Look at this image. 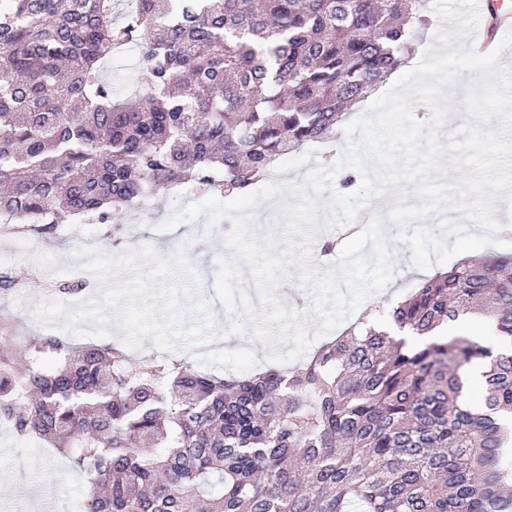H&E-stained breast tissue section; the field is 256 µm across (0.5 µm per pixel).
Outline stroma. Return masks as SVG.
I'll return each instance as SVG.
<instances>
[{"instance_id": "1", "label": "stroma", "mask_w": 512, "mask_h": 512, "mask_svg": "<svg viewBox=\"0 0 512 512\" xmlns=\"http://www.w3.org/2000/svg\"><path fill=\"white\" fill-rule=\"evenodd\" d=\"M347 143L344 128H337L330 144H315L302 149L276 168L271 181L288 187L301 185L308 170L322 162L324 152L341 155ZM211 189L200 185L183 192H164L146 198L128 212L117 231L115 253H123L149 245L169 257L184 251L189 267L198 278L199 293L207 301L211 320L207 341L190 346L176 340L173 347L161 350L152 340H144L134 358L178 359L196 368L219 374L249 373L270 367L272 345L251 336L226 337L228 316L216 298L214 283L221 259L230 257L225 238L232 229L231 219L210 223L208 216L180 222L175 229L161 230L176 207L197 203L211 196ZM112 231L107 224H85L69 214H60L55 230L42 237L0 230V273L9 274L20 285L19 291L0 290V318L8 320L15 335L34 336L47 333V326L34 317L33 309L40 299L53 297L52 283L73 277L82 278L85 287L80 303L95 299L100 291L98 280L81 269L79 251L100 248L101 239ZM408 245L396 246L395 275L383 290L373 292L366 306L390 305L393 298H406L423 271L414 268ZM85 490L80 472L73 469L67 455L50 448L36 437H17L7 425L0 424V512H41L48 504L51 512H81Z\"/></svg>"}]
</instances>
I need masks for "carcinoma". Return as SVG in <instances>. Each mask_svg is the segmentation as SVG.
Masks as SVG:
<instances>
[{
  "instance_id": "cac0c4a2",
  "label": "carcinoma",
  "mask_w": 512,
  "mask_h": 512,
  "mask_svg": "<svg viewBox=\"0 0 512 512\" xmlns=\"http://www.w3.org/2000/svg\"><path fill=\"white\" fill-rule=\"evenodd\" d=\"M0 0V213L102 222L150 195L228 194L325 140L411 50L424 0ZM139 45L121 98L103 67ZM357 320L297 369L219 375L0 329V421L89 475L82 512H512V353L442 327L490 314L512 340V254L467 260ZM483 362V407L467 373Z\"/></svg>"
}]
</instances>
